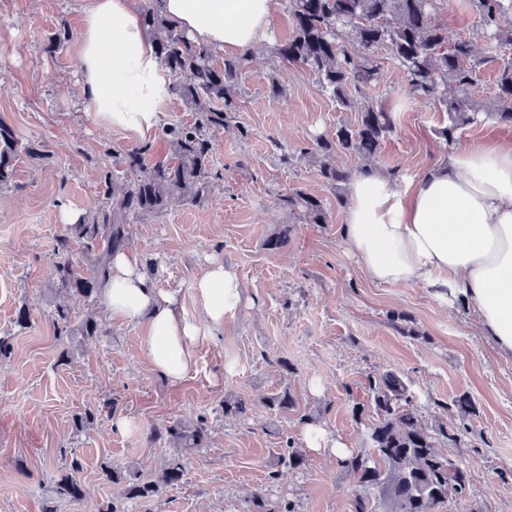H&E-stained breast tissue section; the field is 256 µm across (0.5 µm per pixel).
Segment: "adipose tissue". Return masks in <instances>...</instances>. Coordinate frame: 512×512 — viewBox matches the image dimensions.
Instances as JSON below:
<instances>
[{"label": "adipose tissue", "mask_w": 512, "mask_h": 512, "mask_svg": "<svg viewBox=\"0 0 512 512\" xmlns=\"http://www.w3.org/2000/svg\"><path fill=\"white\" fill-rule=\"evenodd\" d=\"M278 0H163L170 24L196 43L232 56L269 35ZM78 95L100 124L144 135L161 119L166 69L132 0H93L80 35ZM344 237L369 278L457 293L472 306L500 356L512 358V147L459 148L397 192L380 172L350 184ZM196 314L175 291L158 288L125 251L102 290L113 316L146 319V349L169 383L195 364L202 336L223 331L243 302V285L212 264L194 286Z\"/></svg>", "instance_id": "1"}]
</instances>
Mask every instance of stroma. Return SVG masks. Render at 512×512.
Returning a JSON list of instances; mask_svg holds the SVG:
<instances>
[{
  "label": "stroma",
  "instance_id": "stroma-1",
  "mask_svg": "<svg viewBox=\"0 0 512 512\" xmlns=\"http://www.w3.org/2000/svg\"><path fill=\"white\" fill-rule=\"evenodd\" d=\"M91 0H0V121L43 158H21L12 183L0 190V337L10 353L0 359V512H104L122 494L101 474L102 463L154 474L175 450L154 439V427L175 417L206 416L210 440L189 455L182 481L148 502L130 500L128 512H248L253 491L268 487L296 512H351L358 492L335 457L306 449L303 417L359 451L376 423L372 382L389 370L409 387V406L431 428L465 425L464 445L440 440L438 450L466 475L462 496H449L441 512H512V359L501 357L460 295L438 296L418 284L370 280L344 236L346 209L300 150L358 115L337 107L315 76L281 69L275 44L288 39L287 0L272 17L270 34L255 61L238 78V110L214 133L209 201L175 207L161 217L128 221L129 250L157 287L177 291L194 312V285L209 263L223 261L245 286L237 320L222 335L199 340L196 364L180 384L165 380L145 349L146 321L113 317L102 299L75 302L76 318L95 313L105 331L99 339H59L53 326L55 239L66 233L62 208L85 212L101 204V176L130 179L124 158L150 145L151 157L167 158L161 131L134 135L94 123L74 95L80 79L78 39ZM437 18L449 41L472 40L478 55L495 52L481 68L473 100L491 102L498 61L512 45L490 49L475 12L440 8ZM68 37L58 52L48 39L60 27ZM282 74L286 92L271 99L269 77ZM375 98L391 112L395 128L373 165L397 190L451 148L512 144V127L486 115L440 138L448 114L438 103L409 97L406 79L386 63ZM301 190L319 197L325 224L306 223L289 210L284 195ZM292 225L287 246L271 251L267 239ZM30 313L15 323L19 308ZM289 370H282V363ZM290 390L287 411L265 406L267 397ZM247 399L246 419L225 417V396ZM470 398L475 412L460 421L454 406ZM112 403L90 429L73 419L85 409ZM303 449L301 471L277 469L285 442ZM82 469L84 495L55 498L52 486L72 459Z\"/></svg>",
  "mask_w": 512,
  "mask_h": 512
}]
</instances>
